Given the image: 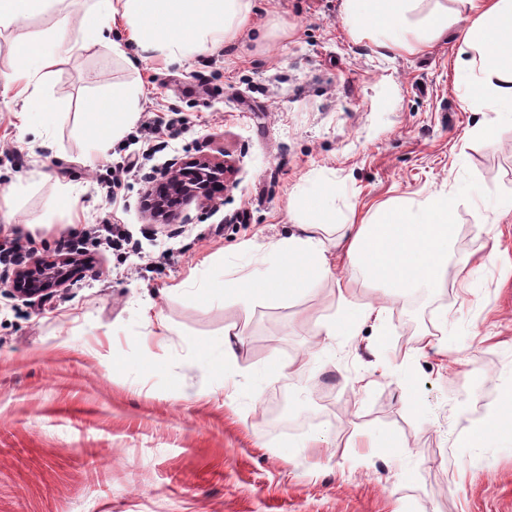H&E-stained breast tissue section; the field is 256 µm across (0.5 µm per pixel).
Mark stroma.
<instances>
[{
  "instance_id": "obj_1",
  "label": "stroma",
  "mask_w": 512,
  "mask_h": 512,
  "mask_svg": "<svg viewBox=\"0 0 512 512\" xmlns=\"http://www.w3.org/2000/svg\"><path fill=\"white\" fill-rule=\"evenodd\" d=\"M343 3L254 0L224 46L133 67L84 33L70 0L0 32V251L72 244L94 260L41 303L13 296L0 262V512H512V446L469 445L512 392V114L460 104L457 0L410 13L417 25L448 8L419 54L354 37ZM62 27L74 50L37 83L47 116L10 80L12 45ZM116 85L140 87L139 112L99 151L86 106ZM170 112L186 119L177 135L144 130ZM135 155L140 173L105 196ZM197 156L233 163L228 189L152 223V178ZM448 190L442 276L387 302L382 324L323 341L321 321L342 310L335 278L248 306L210 293L273 270L267 242L302 225L333 239L380 203ZM104 220L126 246L90 235ZM228 327L242 342L222 367ZM423 340L434 350L412 355ZM291 360L299 377L279 369ZM374 432L395 447H371Z\"/></svg>"
}]
</instances>
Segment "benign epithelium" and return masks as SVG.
<instances>
[{
	"label": "benign epithelium",
	"mask_w": 512,
	"mask_h": 512,
	"mask_svg": "<svg viewBox=\"0 0 512 512\" xmlns=\"http://www.w3.org/2000/svg\"><path fill=\"white\" fill-rule=\"evenodd\" d=\"M229 169V162L205 156L192 157L185 162L172 160L152 193L151 211L155 223H175L184 203L195 200L206 205L212 202L215 194L225 188L223 176ZM85 264L81 253L72 249L47 262L20 264L13 271L11 292L34 303L40 302L64 287L69 277Z\"/></svg>",
	"instance_id": "1"
}]
</instances>
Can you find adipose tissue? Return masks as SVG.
<instances>
[{
	"instance_id": "1",
	"label": "adipose tissue",
	"mask_w": 512,
	"mask_h": 512,
	"mask_svg": "<svg viewBox=\"0 0 512 512\" xmlns=\"http://www.w3.org/2000/svg\"><path fill=\"white\" fill-rule=\"evenodd\" d=\"M84 12L81 25L98 42L111 40V27L102 21V10L112 7L122 14L124 29L140 53H163L179 61L206 46L230 40L246 22L250 0H98ZM473 13L464 31L453 63L456 82L469 85L472 94L488 93L497 107L512 112V0H461ZM346 11L357 34H391L390 49L414 53L425 37L409 38V13L416 0H345ZM73 50L69 40L26 38L13 51L24 63L17 81L31 83L50 75ZM137 110L135 96L113 89L107 102L87 105L85 133L97 148L109 145L132 120ZM457 202L455 193L437 192L411 205H386L361 224H345L337 239L320 232L319 225H304L300 235L270 243L280 263L264 277H239L219 282L225 295L251 304L259 300L291 296L332 273L336 259H344L362 274L399 298L415 288L437 284L448 258L452 226L448 217ZM497 440L512 446V397L501 399L485 421L470 436L474 448Z\"/></svg>"
}]
</instances>
